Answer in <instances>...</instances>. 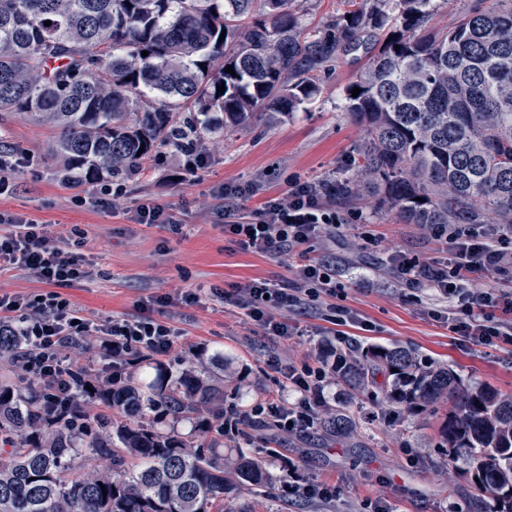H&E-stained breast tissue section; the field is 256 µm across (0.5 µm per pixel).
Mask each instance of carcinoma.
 Instances as JSON below:
<instances>
[{
  "mask_svg": "<svg viewBox=\"0 0 512 512\" xmlns=\"http://www.w3.org/2000/svg\"><path fill=\"white\" fill-rule=\"evenodd\" d=\"M431 2L344 0V14L307 33L291 0H0V112L58 131L63 178H131L162 145H200L258 109L291 115L338 56L362 50L369 65L351 76L344 110L365 139L336 198L358 200L368 177L406 224H512V0H468L444 28ZM20 352L0 332L15 370ZM218 367L224 357L199 351L176 374L160 366L148 383L113 384L79 366L100 411L67 415L0 372V512H224L230 479L266 474L224 454ZM336 369L360 389L384 377L410 409L448 401V455L467 450L493 512H512L511 397L398 346L353 350ZM168 418L217 437L204 450L162 431Z\"/></svg>",
  "mask_w": 512,
  "mask_h": 512,
  "instance_id": "obj_1",
  "label": "carcinoma"
}]
</instances>
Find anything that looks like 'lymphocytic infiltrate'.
Returning <instances> with one entry per match:
<instances>
[{
  "mask_svg": "<svg viewBox=\"0 0 512 512\" xmlns=\"http://www.w3.org/2000/svg\"><path fill=\"white\" fill-rule=\"evenodd\" d=\"M236 190H224V232L241 249L274 258L316 240L324 225L333 223L334 214L324 206L329 190L325 185L308 182L295 184L287 200L266 202L257 218L240 221ZM7 233L0 234V273L25 270L45 283L50 292L30 300L0 294V325L19 336L26 348L23 370L41 381L54 410L68 412L76 392L74 366L61 354L66 344L90 336L101 337L103 355L111 367L121 368L126 357L135 352L155 356L168 354L177 332L168 324L151 317L116 320L102 325L82 317L57 291L58 286L90 278L91 270L65 253L50 237L44 225L20 216L0 213ZM438 233L447 240L450 258L444 265H406L400 255L392 263L404 275L408 285L424 284L448 303L449 330L471 342L483 345L500 339L512 343V294L505 296L479 288L474 275H507L512 270V229L491 226L479 232L466 225L447 227ZM298 283L292 291L269 287L263 281L236 285L232 294L250 311V316L265 334L284 337L287 323L275 320L271 309H290L304 305L309 296L322 291L335 294L330 275L322 263L305 264L297 271ZM284 385L297 393L295 407L277 409V426L302 427L311 421L313 400L319 399L327 378L325 367L303 365L281 368Z\"/></svg>",
  "mask_w": 512,
  "mask_h": 512,
  "instance_id": "obj_1",
  "label": "lymphocytic infiltrate"
}]
</instances>
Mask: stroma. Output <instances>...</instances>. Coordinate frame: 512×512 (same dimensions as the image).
Masks as SVG:
<instances>
[{
	"mask_svg": "<svg viewBox=\"0 0 512 512\" xmlns=\"http://www.w3.org/2000/svg\"><path fill=\"white\" fill-rule=\"evenodd\" d=\"M360 66L353 56L340 57L307 110L276 121L260 111L246 126L207 140L206 164L196 174H188L184 156L158 150L108 204L100 183L61 179L54 128L24 114H0V159L24 162L0 195V211L45 224L59 247L93 268L92 278L62 287L61 295L100 324L137 318L142 302H150L152 316L180 333L159 364L175 372L199 348L223 353L225 415L262 407L259 422L225 432L224 445L247 449L268 481L228 489L224 512H370L375 501L390 512L493 509L468 477L466 455L449 459L442 446L447 406L410 410L389 400L386 383L356 393L336 375L308 428L283 433L271 427L265 409L278 367L372 345L404 347L421 362L451 367L463 381L512 396V344L476 345L454 335L438 316L446 300L428 286H405L392 268L395 253L418 264L445 263L444 237L433 226L402 223L370 190L354 206L326 200L336 225L279 258L242 250L224 234L219 187L244 188L238 210L250 221L268 199L285 197L292 183L319 184L349 170L364 132L347 116L343 94ZM149 201L181 220L182 233L138 223L137 210ZM322 259L336 294L281 312L292 330L288 338L264 335L246 308L223 299L201 305L175 298L188 289L227 291L252 280L289 288L298 266ZM335 305L348 309L352 322L332 324ZM289 465L305 483L330 490V497L284 491Z\"/></svg>",
	"mask_w": 512,
	"mask_h": 512,
	"instance_id": "obj_1",
	"label": "stroma"
}]
</instances>
